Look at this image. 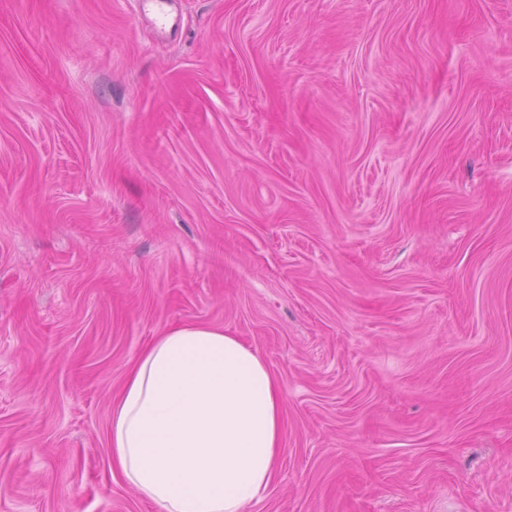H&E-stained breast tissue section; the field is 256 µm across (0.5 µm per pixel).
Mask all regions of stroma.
I'll list each match as a JSON object with an SVG mask.
<instances>
[{"instance_id":"obj_1","label":"stroma","mask_w":512,"mask_h":512,"mask_svg":"<svg viewBox=\"0 0 512 512\" xmlns=\"http://www.w3.org/2000/svg\"><path fill=\"white\" fill-rule=\"evenodd\" d=\"M0 0V512H158L112 398L202 323L283 397L246 512H512V0Z\"/></svg>"}]
</instances>
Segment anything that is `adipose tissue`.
Returning a JSON list of instances; mask_svg holds the SVG:
<instances>
[{
  "instance_id": "ef3b65f1",
  "label": "adipose tissue",
  "mask_w": 512,
  "mask_h": 512,
  "mask_svg": "<svg viewBox=\"0 0 512 512\" xmlns=\"http://www.w3.org/2000/svg\"><path fill=\"white\" fill-rule=\"evenodd\" d=\"M283 402L251 348L184 323L138 356L112 403V464L161 512H244L268 489Z\"/></svg>"
}]
</instances>
